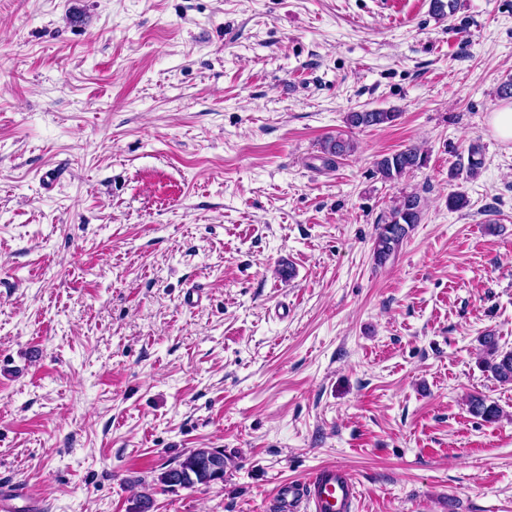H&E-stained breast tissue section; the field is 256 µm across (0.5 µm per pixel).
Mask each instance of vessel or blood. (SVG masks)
Segmentation results:
<instances>
[{"label":"vessel or blood","instance_id":"1","mask_svg":"<svg viewBox=\"0 0 512 512\" xmlns=\"http://www.w3.org/2000/svg\"><path fill=\"white\" fill-rule=\"evenodd\" d=\"M357 495L353 478L336 466L315 471L306 481L278 488L282 512H350Z\"/></svg>","mask_w":512,"mask_h":512}]
</instances>
